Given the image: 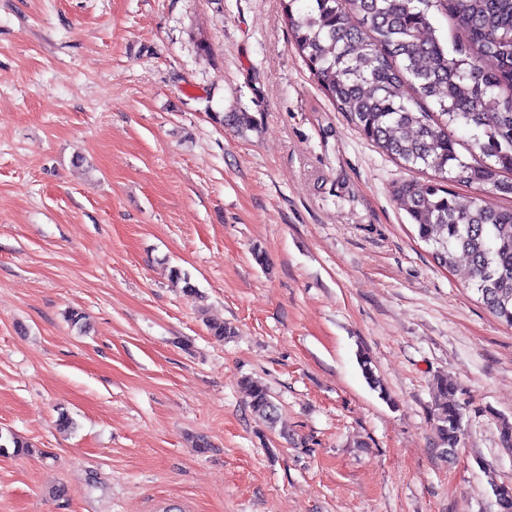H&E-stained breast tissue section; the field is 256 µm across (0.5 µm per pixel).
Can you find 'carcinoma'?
Listing matches in <instances>:
<instances>
[{"label": "carcinoma", "instance_id": "1", "mask_svg": "<svg viewBox=\"0 0 512 512\" xmlns=\"http://www.w3.org/2000/svg\"><path fill=\"white\" fill-rule=\"evenodd\" d=\"M285 6L291 44L325 96L383 153L409 169L430 170L425 183L393 185L395 201L432 246L444 268L457 254L469 262V284L504 325L512 327V208L494 207L454 186L512 196V0H312L295 14ZM452 21L460 37L445 46L432 11ZM433 104L437 111L425 108ZM472 132L483 161L458 156L448 128ZM358 363L381 399L390 397L370 358ZM253 414L274 423L277 407L263 381L242 380ZM433 428L440 454L452 455L465 435L468 403L448 375L433 379ZM31 446L0 434V454Z\"/></svg>", "mask_w": 512, "mask_h": 512}]
</instances>
